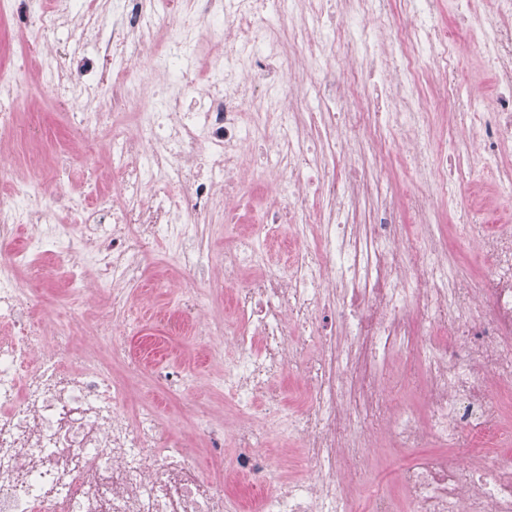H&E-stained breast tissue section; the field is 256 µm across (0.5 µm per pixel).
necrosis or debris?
<instances>
[{"instance_id":"1","label":"necrosis or debris","mask_w":512,"mask_h":512,"mask_svg":"<svg viewBox=\"0 0 512 512\" xmlns=\"http://www.w3.org/2000/svg\"><path fill=\"white\" fill-rule=\"evenodd\" d=\"M121 26L101 19L104 55L155 56L165 93L112 125L119 195L91 185L58 215L45 175L11 179L0 194V512H356L352 448L403 452L435 439L444 450L401 467L399 494L368 512H512V221L481 204L448 164L477 150L495 195L512 196L500 166L512 145V0H452L480 27L475 47L491 94L462 96L463 45L440 23L441 0H122ZM206 44L203 57L191 47ZM392 142L412 157L416 192L386 193L361 221L374 188L357 147ZM264 142L260 171L246 148ZM445 200L474 217L453 235L487 262L476 279L448 260V235L425 216ZM264 203L260 219L240 210ZM223 206L224 310L232 324L207 344L223 363L233 419L206 427L232 440L220 478L198 471L192 443L174 438L150 405L131 409L126 385L95 359L63 360L34 330L35 290L21 269L72 258L71 282L93 266L101 286L142 282L147 245L171 241L178 262L202 267L201 226ZM288 256L273 262L271 251ZM316 336L299 360L298 338ZM424 373L425 415L386 409L374 431L357 421L398 373Z\"/></svg>"}]
</instances>
